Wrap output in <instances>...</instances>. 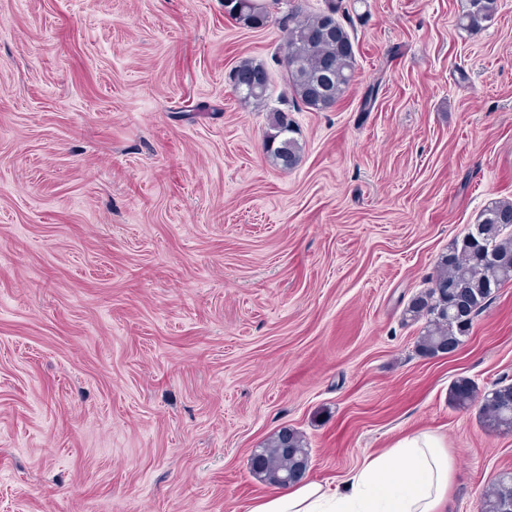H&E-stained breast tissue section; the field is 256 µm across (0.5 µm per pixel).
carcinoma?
<instances>
[{"instance_id": "obj_1", "label": "carcinoma", "mask_w": 512, "mask_h": 512, "mask_svg": "<svg viewBox=\"0 0 512 512\" xmlns=\"http://www.w3.org/2000/svg\"><path fill=\"white\" fill-rule=\"evenodd\" d=\"M225 14L236 24L256 29L267 24L269 12L265 3L256 0H224ZM498 0H466L460 25L466 30H480L495 16ZM338 5L328 0L327 8L316 14H305L293 5L283 20L286 27L285 71L288 87L296 100L307 108L324 111L346 92L356 73L357 61L348 31L336 20ZM241 81L260 78L259 88L241 97L257 107L264 104L269 91V76L264 65L245 59L233 71ZM265 145L272 163L291 169L298 162L303 147L296 137L295 121L284 110L269 113ZM482 242L487 255L474 250ZM512 283V200L498 199L480 211L474 230L456 240L438 258L427 290L415 295L404 310L406 321L426 319L417 341V351L435 357L457 348L470 335L474 319L493 293ZM450 399L458 408L479 403L480 418L490 431L512 432V383L500 382L495 390L479 392L468 378L456 380L450 388ZM288 447L283 450L277 433L252 460L256 479L270 485H281L282 477H290L308 469L310 451L305 436L288 429ZM482 512H509V501L493 483L484 493Z\"/></svg>"}]
</instances>
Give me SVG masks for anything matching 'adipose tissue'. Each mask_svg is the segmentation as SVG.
<instances>
[{
    "instance_id": "obj_1",
    "label": "adipose tissue",
    "mask_w": 512,
    "mask_h": 512,
    "mask_svg": "<svg viewBox=\"0 0 512 512\" xmlns=\"http://www.w3.org/2000/svg\"><path fill=\"white\" fill-rule=\"evenodd\" d=\"M452 459L426 431L365 462L342 489L318 482L272 488L249 512H447Z\"/></svg>"
}]
</instances>
